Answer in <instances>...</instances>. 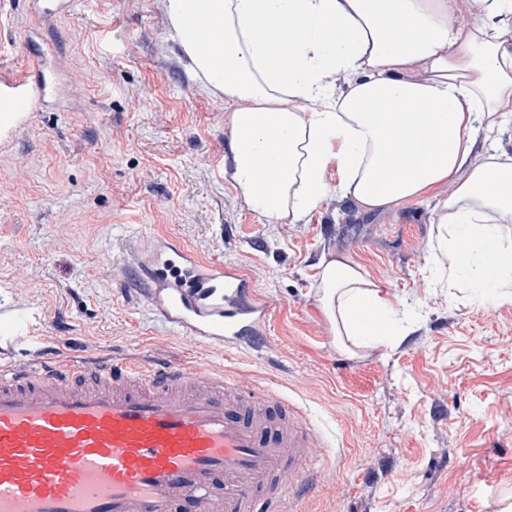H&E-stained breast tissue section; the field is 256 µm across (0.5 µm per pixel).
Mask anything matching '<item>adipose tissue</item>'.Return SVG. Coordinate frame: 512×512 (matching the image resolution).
Returning <instances> with one entry per match:
<instances>
[{
	"mask_svg": "<svg viewBox=\"0 0 512 512\" xmlns=\"http://www.w3.org/2000/svg\"><path fill=\"white\" fill-rule=\"evenodd\" d=\"M453 2L162 0L202 85L232 107L224 171L253 212L298 223L332 189L368 210L426 202L450 274L511 302L512 236L503 227L512 223V157L472 153L512 100V41L487 23L512 13V0H468L464 19ZM203 26L211 43L199 38ZM337 73L347 90L332 101ZM323 99L318 112L294 107ZM443 184L451 191L437 196ZM315 288L345 354L383 335L390 306L361 266L321 263Z\"/></svg>",
	"mask_w": 512,
	"mask_h": 512,
	"instance_id": "obj_1",
	"label": "adipose tissue"
}]
</instances>
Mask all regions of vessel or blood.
Instances as JSON below:
<instances>
[{
    "label": "vessel or blood",
    "mask_w": 512,
    "mask_h": 512,
    "mask_svg": "<svg viewBox=\"0 0 512 512\" xmlns=\"http://www.w3.org/2000/svg\"><path fill=\"white\" fill-rule=\"evenodd\" d=\"M46 85L0 82V131L23 124ZM147 306L203 346L264 336L269 306L242 269L176 248L148 268ZM26 313L0 322L22 344ZM322 442L297 407L266 386L187 363L153 368L0 362V512H298Z\"/></svg>",
    "instance_id": "vessel-or-blood-1"
}]
</instances>
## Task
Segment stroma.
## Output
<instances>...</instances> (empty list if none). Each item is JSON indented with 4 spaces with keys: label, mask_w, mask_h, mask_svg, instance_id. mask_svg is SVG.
Returning a JSON list of instances; mask_svg holds the SVG:
<instances>
[{
    "label": "stroma",
    "mask_w": 512,
    "mask_h": 512,
    "mask_svg": "<svg viewBox=\"0 0 512 512\" xmlns=\"http://www.w3.org/2000/svg\"><path fill=\"white\" fill-rule=\"evenodd\" d=\"M11 0L0 78L58 76L0 138V319L25 312L43 350L111 363L190 362L273 384L347 461L303 512H501L512 498V302L448 281L424 202L365 211L333 192L298 224L252 212L224 173L231 108L202 87L161 0ZM167 238L242 268L271 307L267 348H210L145 305L140 261ZM359 264L398 343L338 349L315 297L321 262Z\"/></svg>",
    "instance_id": "35a3bbf8"
}]
</instances>
